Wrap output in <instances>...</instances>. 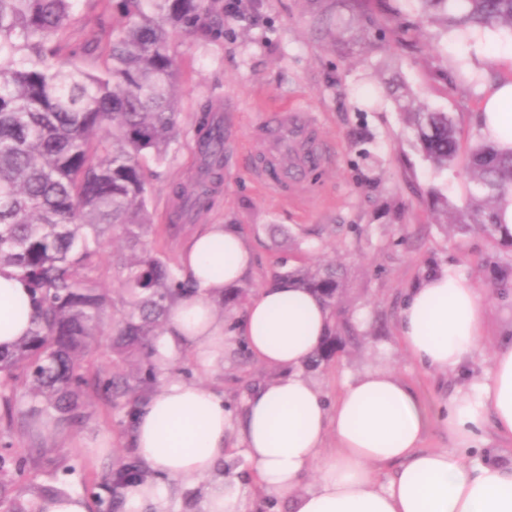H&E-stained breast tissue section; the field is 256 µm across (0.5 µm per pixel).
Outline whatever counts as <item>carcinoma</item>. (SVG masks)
I'll use <instances>...</instances> for the list:
<instances>
[{
	"label": "carcinoma",
	"instance_id": "1",
	"mask_svg": "<svg viewBox=\"0 0 512 512\" xmlns=\"http://www.w3.org/2000/svg\"><path fill=\"white\" fill-rule=\"evenodd\" d=\"M78 0H0V269L23 279L35 302L33 327L0 350V512H25L11 486L25 468L56 451L42 439L14 450L16 409L56 431L83 424L86 401L104 400L128 420L146 406L162 371L158 343L170 309L194 292L180 268L148 240L154 232L146 164L164 162L180 135L174 87L178 61L173 37L207 40L221 31L216 0H110L124 22L105 39L82 48L98 64L87 69L62 51ZM421 17L459 34L512 31V0H415ZM399 108L414 146L437 172L462 165L465 193L452 223L476 225L512 250V232L497 222L512 193V149L483 139L463 150L448 112ZM202 176L175 196L200 210L210 184L222 179L224 126L202 114L196 123ZM129 254L116 263L122 292L112 328V352L135 365L127 375H88L83 361L101 335L107 291L88 275L115 237ZM302 288L330 312L327 336L307 363L317 368L346 342L349 327L338 305L342 274L334 267L298 266L274 274ZM249 289H224L220 311L244 304ZM148 472L134 458L103 480L112 494Z\"/></svg>",
	"mask_w": 512,
	"mask_h": 512
}]
</instances>
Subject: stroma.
I'll return each mask as SVG.
<instances>
[{"mask_svg": "<svg viewBox=\"0 0 512 512\" xmlns=\"http://www.w3.org/2000/svg\"><path fill=\"white\" fill-rule=\"evenodd\" d=\"M222 37L198 42L178 35L176 86L180 138L150 179L155 245L170 263L204 225L227 224L251 247L255 263L243 279L251 294L265 288L281 262L295 267L334 264L344 272L340 309L358 339L308 377L326 401L343 386L374 370L407 383L431 412L446 410L460 391L478 385L493 352L512 342V299L497 284L512 251L498 248L477 228L447 224L429 201L438 188L460 202L459 169L435 172L412 146L394 86L411 89L418 103L452 113L462 146L477 138L482 102L455 81L451 65L465 57L474 70L512 72V60L496 56L512 42V31L486 29L481 46L444 33L420 19L414 0H370L363 8L347 0H219ZM311 113L331 164L295 179L281 192L255 175L262 146L255 125L280 109ZM212 113L224 124L222 183L209 207L176 217L172 188L197 175L195 122ZM177 231H169V224ZM452 269L479 289L487 308L480 353L458 372L418 364L397 335L404 298L430 273ZM168 379L195 382L224 397L233 422H241L248 395L280 377L278 370L239 350L238 337L224 343V364L200 370L189 355L168 368ZM90 418L74 430L54 434L61 461L34 468L16 493L44 484L92 497L113 465L133 456L129 422L122 411L93 400ZM227 444L225 472H237L250 512H288L286 502L253 493V473L240 454L239 430Z\"/></svg>", "mask_w": 512, "mask_h": 512, "instance_id": "stroma-1", "label": "stroma"}]
</instances>
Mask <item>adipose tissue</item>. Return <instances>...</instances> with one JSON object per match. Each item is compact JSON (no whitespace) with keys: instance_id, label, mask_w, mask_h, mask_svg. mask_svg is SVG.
Here are the masks:
<instances>
[{"instance_id":"obj_1","label":"adipose tissue","mask_w":512,"mask_h":512,"mask_svg":"<svg viewBox=\"0 0 512 512\" xmlns=\"http://www.w3.org/2000/svg\"><path fill=\"white\" fill-rule=\"evenodd\" d=\"M483 139L512 148V82L492 85L476 117ZM195 292L169 316L166 357H193L211 371L224 363L226 337L244 338L252 356L278 369L280 378L246 400L241 436L258 490L286 501L289 512H512V461L494 458L469 466L462 449L485 444L486 427L512 441V344L492 355L489 377L476 392L457 396L440 419L457 451L422 449L434 415L413 389L375 370L348 383L326 406L302 368L329 324L325 305L282 282L263 288L233 325L218 319L216 303L226 286L242 280L254 255L240 233L208 224L179 255ZM34 313L32 295L12 269L0 270V344L25 336ZM487 315L477 288L446 269L430 275L404 300L397 323L407 353L420 365L456 371L476 357ZM231 418L222 395L185 381L166 383L134 419L132 443L154 478L129 484L125 512H170L166 481L209 477L198 512H247L236 478L222 465ZM336 446L325 450L327 435ZM394 472L386 484L377 473ZM312 487H304L309 470Z\"/></svg>"}]
</instances>
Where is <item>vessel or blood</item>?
Segmentation results:
<instances>
[{
  "label": "vessel or blood",
  "mask_w": 512,
  "mask_h": 512,
  "mask_svg": "<svg viewBox=\"0 0 512 512\" xmlns=\"http://www.w3.org/2000/svg\"><path fill=\"white\" fill-rule=\"evenodd\" d=\"M274 131L266 141L270 162L256 168L258 178L267 185L278 186L277 171L296 173L305 167L329 162V155L317 138L314 118L306 112H277Z\"/></svg>",
  "instance_id": "b4317fda"
}]
</instances>
